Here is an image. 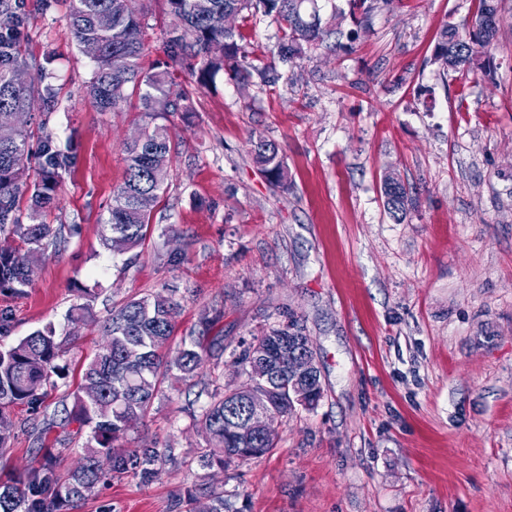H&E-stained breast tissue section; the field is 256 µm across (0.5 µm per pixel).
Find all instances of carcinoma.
Here are the masks:
<instances>
[{"label": "carcinoma", "mask_w": 512, "mask_h": 512, "mask_svg": "<svg viewBox=\"0 0 512 512\" xmlns=\"http://www.w3.org/2000/svg\"><path fill=\"white\" fill-rule=\"evenodd\" d=\"M173 23L165 32L164 58L150 68L146 55L145 0H70L66 23L76 44L98 48L92 58L89 96L100 112H110L128 95L114 92L123 87L137 95L149 118L140 138L124 146L126 175L114 191L105 221L109 235L105 245L122 255L141 247L151 232V214L170 179L174 146L168 128L158 120L173 112L194 111L191 92L172 91L180 71L195 78L199 88L228 75L244 86H276L283 79L277 64L307 57L336 34L353 43L367 33L375 11L393 0H346L348 13L323 18L318 0H166ZM48 0H0V294L20 298L31 279L32 255L57 249L66 236L77 232L75 224H48L44 214L57 202L65 177L78 162L74 150L63 152L49 129L50 115L59 107V88L45 67L37 69L26 86L15 83V74L32 70L27 49L33 13L46 8ZM108 14L109 28L98 24ZM472 19L465 33L448 22L437 33L429 63L442 74H459L461 87L474 80H495L498 63L490 48L498 33L495 0H473ZM222 15L240 25L219 28L211 18ZM278 25L273 50L260 49L248 40L243 26L257 16ZM350 17L353 28L344 33L341 24ZM42 103L38 134L12 124V111H26L32 100ZM253 160L267 180L288 189V167L278 146L261 135L250 139ZM36 160L35 178L21 184L18 174ZM382 193L389 213L406 216L412 205L407 188L388 173ZM181 304L171 294L147 293L112 308L103 325L106 344L82 363L81 379L73 404L61 412H49L50 391L69 374L61 343L52 323L0 350V451L11 441V414L17 406L32 416L31 433L39 442L47 431L77 425L88 429L87 441L78 449L38 448L41 457L18 477L0 482V512H65L87 498V491L102 479V461L118 472L139 470L147 478L174 457L171 448L127 451L120 440L131 424L144 417L163 385L175 388L191 381L207 364L224 363V339L210 336L209 321L202 318L198 333L182 339L175 356L162 352L175 332ZM305 335L300 320L292 317L283 327L272 328L241 346L237 362L244 380L232 389L216 386L205 391V400L192 412L204 446L199 461L223 468L260 458L277 446V434L236 438L224 433V416L244 418L251 392L269 387L273 398L269 411L283 418L298 408L317 406L323 387L310 384L304 402L288 394V358L294 352L290 336ZM81 456L73 470L60 472L65 456Z\"/></svg>", "instance_id": "1"}]
</instances>
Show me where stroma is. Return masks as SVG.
<instances>
[{"label": "stroma", "instance_id": "35a3bbf8", "mask_svg": "<svg viewBox=\"0 0 512 512\" xmlns=\"http://www.w3.org/2000/svg\"><path fill=\"white\" fill-rule=\"evenodd\" d=\"M469 5L395 0L353 50H317L276 90L227 77L197 90L191 116L166 119L177 152L133 261L104 246L103 221L144 115L134 101L92 105L69 0L36 14L30 51L52 55L60 90L49 126L78 155L44 219L80 230L34 260L26 296L0 295L15 313L0 350L51 323L83 362L113 304L171 289L182 309L167 353L204 316L225 351L223 373L207 366L163 390L123 439L129 451L174 449V462L148 480L113 474L74 512H197L210 486L230 512H512V0L498 2L495 81L463 88L426 62L445 22L466 28ZM255 132L278 145L289 190L254 165ZM388 172L415 200L399 222L381 192ZM176 250L189 258L178 268ZM78 287L96 299L70 341ZM292 316L320 371L317 407L276 420L270 454L201 465L192 402L215 383L236 387L233 350ZM25 417L15 409L2 478L34 457Z\"/></svg>", "mask_w": 512, "mask_h": 512}]
</instances>
